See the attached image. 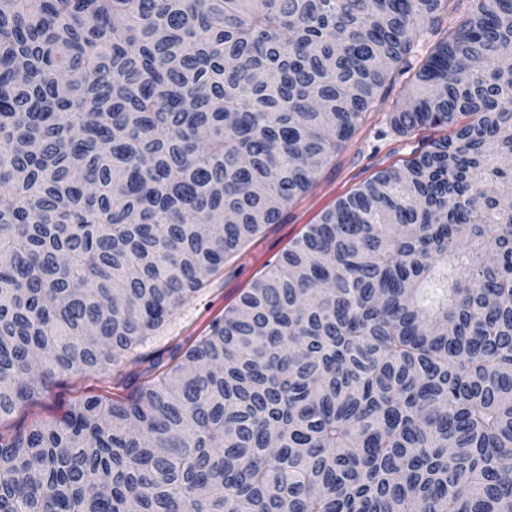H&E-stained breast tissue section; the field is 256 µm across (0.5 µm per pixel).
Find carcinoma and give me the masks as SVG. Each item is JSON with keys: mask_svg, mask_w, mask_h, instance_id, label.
<instances>
[{"mask_svg": "<svg viewBox=\"0 0 512 512\" xmlns=\"http://www.w3.org/2000/svg\"><path fill=\"white\" fill-rule=\"evenodd\" d=\"M0 0V419L103 374L411 74L449 129L168 371L0 434V512H512V0Z\"/></svg>", "mask_w": 512, "mask_h": 512, "instance_id": "cac0c4a2", "label": "carcinoma"}]
</instances>
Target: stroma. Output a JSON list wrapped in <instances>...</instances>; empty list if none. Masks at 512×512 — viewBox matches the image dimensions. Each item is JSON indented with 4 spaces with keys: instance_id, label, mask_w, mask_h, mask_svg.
I'll return each mask as SVG.
<instances>
[{
    "instance_id": "1",
    "label": "stroma",
    "mask_w": 512,
    "mask_h": 512,
    "mask_svg": "<svg viewBox=\"0 0 512 512\" xmlns=\"http://www.w3.org/2000/svg\"><path fill=\"white\" fill-rule=\"evenodd\" d=\"M405 92L404 79H396L378 110L370 114L363 127L316 175L310 190L288 207L281 222L265 225L209 276L204 287L179 307L159 332L139 346L134 359L122 363L117 373L109 376L61 377L49 392L0 421V434L9 436L33 422L59 418L83 396L129 397L144 383L153 363H161L165 368L176 365L181 354L206 335L214 322L222 320L239 296L262 278L325 210L377 172L402 165L429 141L440 138L437 130L401 134L393 129V107Z\"/></svg>"
}]
</instances>
